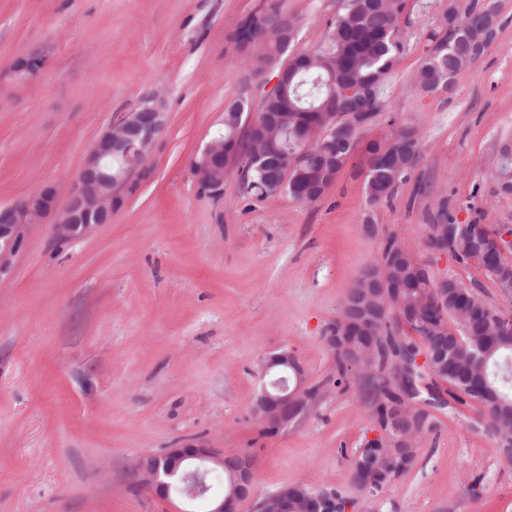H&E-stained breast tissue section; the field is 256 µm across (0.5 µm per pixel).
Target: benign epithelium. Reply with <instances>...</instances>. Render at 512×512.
<instances>
[{
  "label": "benign epithelium",
  "instance_id": "benign-epithelium-1",
  "mask_svg": "<svg viewBox=\"0 0 512 512\" xmlns=\"http://www.w3.org/2000/svg\"><path fill=\"white\" fill-rule=\"evenodd\" d=\"M165 113L156 98L146 100L112 124L95 142L83 166L73 178L65 199L54 186L46 185L19 201L0 205V275L13 265L29 226L50 220L54 237L60 242L90 235L103 224L112 223L121 205L122 191L130 177L144 170L156 138L163 132ZM224 137L213 138L192 162L197 183L218 193L224 186ZM267 370L278 375L262 386L254 413L271 430L281 429L310 403L305 370L288 353L267 360ZM210 462L231 473L234 485L222 497L210 502L207 512H238L251 496V463L243 455H230L199 444L171 449L163 458H145L139 468L158 495L167 498L174 486L171 477L180 475L179 493L193 500L210 491ZM305 512H333L334 497L316 491L305 496ZM260 512H288V494L281 489L267 496Z\"/></svg>",
  "mask_w": 512,
  "mask_h": 512
}]
</instances>
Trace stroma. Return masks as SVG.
Returning a JSON list of instances; mask_svg holds the SVG:
<instances>
[{
    "label": "stroma",
    "instance_id": "obj_1",
    "mask_svg": "<svg viewBox=\"0 0 512 512\" xmlns=\"http://www.w3.org/2000/svg\"><path fill=\"white\" fill-rule=\"evenodd\" d=\"M496 3L495 40L452 94L427 96L416 75L448 0H408L383 112L360 139L407 124L421 155L374 205L359 149L313 204L283 190L255 198L234 168L210 195L191 171L225 106L258 107L273 81L230 41L236 21L277 6L296 25L291 52L307 51L339 0H0V204L46 184L66 196L97 138L144 98L166 114L111 223L71 242L32 225L0 277V512H178L189 504L157 496L138 466L188 441L249 456L240 512L292 483L341 490L352 512H512V461L472 430L475 408L442 417L379 494L357 488L351 459L372 435L373 404L362 379H338L327 343L391 235L431 276L479 286L512 314V293L426 244L444 208L461 224L512 226V194L493 178L512 141V0ZM26 56L43 65L21 77L13 64ZM283 351L316 396L269 435L253 407L267 357Z\"/></svg>",
    "mask_w": 512,
    "mask_h": 512
}]
</instances>
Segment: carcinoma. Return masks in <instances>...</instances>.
I'll list each match as a JSON object with an SVG mask.
<instances>
[{"mask_svg": "<svg viewBox=\"0 0 512 512\" xmlns=\"http://www.w3.org/2000/svg\"><path fill=\"white\" fill-rule=\"evenodd\" d=\"M406 0H341L340 8L328 23L324 45L288 55V64L280 63L295 38L294 24L274 6L251 11L243 16L230 34L238 50L251 58L253 70L261 75L268 70L281 76L280 90L261 99L255 122L284 111V99L311 113L308 118L288 115V131L280 139H271L260 129L240 135L243 123L235 113L250 111L239 100L224 109V140L232 139L247 157L257 163L238 167L247 188L265 196L276 191V170L267 163L277 149L300 155L303 173L288 176V196L302 203L318 201L329 185L316 189L309 184L317 177L328 154L331 136L319 128L320 112H334L341 117L343 129L336 137L346 144L336 150V169L348 163L357 147L360 129L374 123L383 110L381 90L396 67L403 51L400 21ZM496 0L478 6H456L445 10L435 20L428 35L429 46L420 65L419 90L433 94L449 90L467 72L492 42L497 24ZM420 153L419 134L410 125L399 127L385 141H371L365 147L367 174L365 192L370 203L390 200L399 183L407 179ZM494 177L497 182L512 183V152L500 153ZM441 222L449 225L448 233L458 240L445 245L435 234L437 224L426 225L429 248L448 251L454 259L471 264L465 249L466 237L489 243L501 237L504 226L495 224L455 223L442 209ZM394 237L388 242L373 266H389L388 278L398 284L399 294H381L385 316L371 326L365 342H357L361 351L373 344L378 362L371 365L369 378L374 391L373 420L381 429L375 444L386 446L396 432L394 427H411L417 442L406 452V466H411L420 452V440L436 427L426 408L444 409L454 402L470 407L476 403L489 418L498 451L512 460V316L488 304L478 291L462 281L448 277L438 288L429 273L411 252L398 262L390 263ZM474 267L500 280L512 274V260L494 255L490 263ZM425 317L447 329L448 354L443 359L430 355L432 339L417 316ZM404 363L403 385L392 384L393 362ZM302 485L288 486L291 512H301Z\"/></svg>", "mask_w": 512, "mask_h": 512, "instance_id": "1", "label": "carcinoma"}]
</instances>
